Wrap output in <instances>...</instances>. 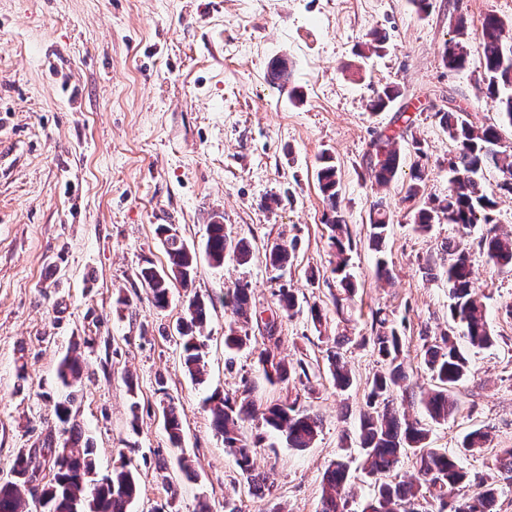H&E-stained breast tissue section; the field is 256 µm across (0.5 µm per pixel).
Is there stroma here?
Here are the masks:
<instances>
[{
	"mask_svg": "<svg viewBox=\"0 0 512 512\" xmlns=\"http://www.w3.org/2000/svg\"><path fill=\"white\" fill-rule=\"evenodd\" d=\"M490 13L512 26V0H431L425 14L410 0H0V481L10 479L19 453L57 434L56 370L75 345V422L94 443L98 476L111 474L119 457L130 460L140 487L131 512L167 503L174 512L203 504L224 512L228 496L242 512H319L323 472L341 444L357 447L368 383L380 368L360 344L372 333V311L401 325L406 371L429 386L423 337L448 326V281L435 260L445 242L459 240L496 342L470 349L474 375L460 388V411L431 423L430 442L453 449L483 429L488 447L462 465L470 476L496 477V455L512 448V270L480 248L487 225L464 229L442 216L428 233L413 230L425 200L448 193L455 146L435 111L452 103L475 125L498 120L479 88V37ZM460 20L470 63L451 71L442 54ZM375 30L388 43L365 52ZM282 56L288 86L278 90L267 70ZM386 86L400 97L369 111ZM400 130L398 178L377 186L367 168L371 143ZM325 152L340 168L358 287L341 312L316 180ZM416 166L425 193L411 198ZM272 197L279 203L271 207ZM379 201L391 217L386 281L368 240ZM214 220L247 242L249 264H210L206 226ZM161 224L173 225L197 260L189 288L173 287L163 309L137 276L167 264ZM291 240L293 263L276 273L265 249ZM240 281L263 309L275 308L279 287L297 294L301 313L278 320L281 355L311 364L317 391L302 403L322 417L313 447L302 449L247 426V436L262 438L255 469L273 483L262 499L250 495L204 403L245 380L267 403L289 394L260 371L261 341L234 360L224 354V294ZM190 294L209 306L201 383L186 372L175 332ZM312 306L322 311L321 327L307 314ZM339 336L349 339L353 377L344 392L327 361ZM169 404L182 421L178 449L164 427Z\"/></svg>",
	"mask_w": 512,
	"mask_h": 512,
	"instance_id": "stroma-1",
	"label": "stroma"
}]
</instances>
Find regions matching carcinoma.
Here are the masks:
<instances>
[{
  "mask_svg": "<svg viewBox=\"0 0 512 512\" xmlns=\"http://www.w3.org/2000/svg\"><path fill=\"white\" fill-rule=\"evenodd\" d=\"M505 23L496 15L485 16L481 29L482 82L486 98L498 114L499 123L476 126L461 109L448 108L435 112L439 125L456 146L449 161L451 177L448 195L434 207H423L414 215L415 230L429 231L431 224L442 212L448 223L464 228L474 224H491V212L497 202L483 189L481 173L494 168L502 174L500 189L512 194V153L501 149L500 127H512V67L504 64L508 37ZM469 58V37L464 23L456 28V37L448 42L443 52V62L450 70L466 67ZM270 82L282 86L288 82V63L278 60L270 69ZM400 96L393 86H387L369 100L372 112H381ZM374 158L368 168L380 186L391 183L398 174L400 153L397 137L379 136L373 144ZM323 200L326 204L324 224L327 225L336 262L332 273L338 282L335 297L336 311L344 308L355 295L357 288L346 272L352 243L344 214L340 208L341 185L338 168L330 156L322 157L317 172ZM390 216L383 203L373 207L370 217L369 240L372 249L380 254L376 260L377 274L389 276L386 260L381 257L388 236ZM164 235L168 256L167 267H143L139 277L149 289L152 303L165 308L170 302L172 284L186 288L192 283L196 270V253L174 233L171 225L158 227ZM206 255L214 266H221L230 255L238 262L250 259V247L242 239L235 240L225 232L224 224L213 221L206 226ZM488 258L497 266L512 268V237L500 235L490 229L480 240ZM296 242L273 244L266 255L270 266L281 271L290 263ZM441 262L447 263L448 279V329L440 336L422 345L423 363L433 385L419 393L417 403L425 416L434 422L446 421L455 416L460 404L456 396L459 389L473 375L472 361L460 345L464 341L474 348H487L495 343L491 335L481 297L474 291L466 251L453 241L442 248ZM279 314L290 313L298 306L297 296L288 288L277 294ZM230 303L233 319L224 331V348L239 351L252 339L251 327L257 317L256 303L250 284L237 282L231 290ZM207 317L202 299L194 295L185 305V317L177 325L182 363L194 380L199 379L205 367L204 344L196 330ZM278 314L264 323V349L258 358L265 379L271 384L299 382L307 393L315 392L308 365L303 360L296 364L285 362L279 356L281 338L276 336ZM363 342L383 362L382 370L374 374L369 383L364 410L359 418L358 454L365 476L373 480V492L360 503V512H498V487L480 484V490L468 495L463 489L470 484L469 473L461 465V458L473 455L485 447L487 434L475 429L464 435L454 451L430 446L428 423L409 418L400 410L409 396L407 374L402 355V336L393 324L377 310L372 313V335ZM343 344L336 342V351L329 355V370L339 390L352 384L350 372L345 367ZM81 378L79 358L66 354L58 366V379L65 388L76 385ZM300 395L279 403H263L254 396L253 387L243 381L233 394H214L206 399L210 406L214 430L224 437V447L235 459L240 474L245 477L249 492L265 496L270 492L267 476L254 469V456L260 440L250 441L244 435L245 425L258 421L270 430L285 435L288 447L310 448L322 426V417L300 405ZM74 398L67 394L56 401L55 416L61 426L59 439L50 438L44 447L17 455L12 473L31 483L37 480L39 457L52 460L53 476L44 486L43 512H129L140 490L133 471L124 463L112 469L108 479L96 478L95 449L90 440H81V434L72 422ZM165 428L171 444H181L182 424L175 408L165 409ZM412 458L414 475L407 481L387 482L384 477L398 466L401 456ZM352 454L342 449L335 460L326 467L322 476L320 512H354L351 493ZM505 480L512 481V448H504L496 459ZM18 484L13 481L0 483V512H27Z\"/></svg>",
  "mask_w": 512,
  "mask_h": 512,
  "instance_id": "carcinoma-1",
  "label": "carcinoma"
}]
</instances>
